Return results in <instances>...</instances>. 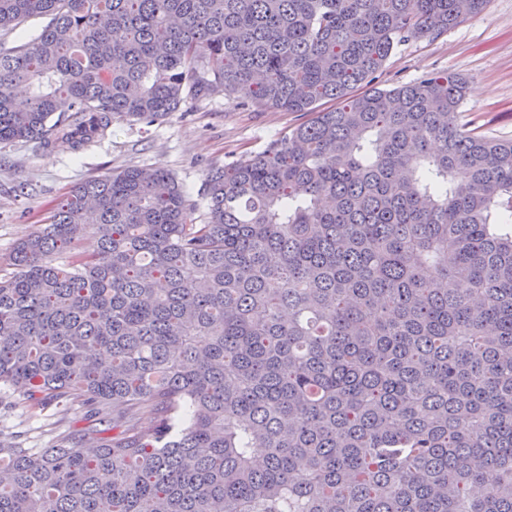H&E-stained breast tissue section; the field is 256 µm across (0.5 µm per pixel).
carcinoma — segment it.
<instances>
[{"label":"carcinoma","instance_id":"1","mask_svg":"<svg viewBox=\"0 0 512 512\" xmlns=\"http://www.w3.org/2000/svg\"><path fill=\"white\" fill-rule=\"evenodd\" d=\"M486 3L0 0L48 19L0 51V144L76 151L187 90L311 114L198 216L128 167L17 244L0 388L155 420L0 447V512H512V141L460 124L459 75L373 86Z\"/></svg>","mask_w":512,"mask_h":512}]
</instances>
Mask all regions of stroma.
I'll use <instances>...</instances> for the list:
<instances>
[{"label":"stroma","mask_w":512,"mask_h":512,"mask_svg":"<svg viewBox=\"0 0 512 512\" xmlns=\"http://www.w3.org/2000/svg\"><path fill=\"white\" fill-rule=\"evenodd\" d=\"M437 72L469 82L462 124L512 140V0H488L481 13L448 31L398 45L376 85L390 89ZM306 119L300 112L243 105L221 93L188 95L178 111L153 123L114 119L104 137L76 152L48 150L36 141L0 144V278L14 271L17 243L81 183L127 167H160L198 204L210 169L261 153ZM96 423L78 400L39 414L18 391L0 396V443L5 445L50 448L63 435Z\"/></svg>","instance_id":"1"}]
</instances>
